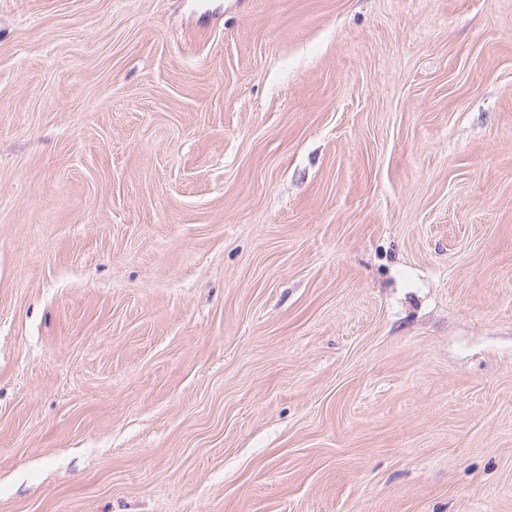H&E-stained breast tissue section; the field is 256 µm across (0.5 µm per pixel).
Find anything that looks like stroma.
Segmentation results:
<instances>
[{"label":"stroma","instance_id":"1","mask_svg":"<svg viewBox=\"0 0 512 512\" xmlns=\"http://www.w3.org/2000/svg\"><path fill=\"white\" fill-rule=\"evenodd\" d=\"M0 512H512V0H0Z\"/></svg>","mask_w":512,"mask_h":512}]
</instances>
